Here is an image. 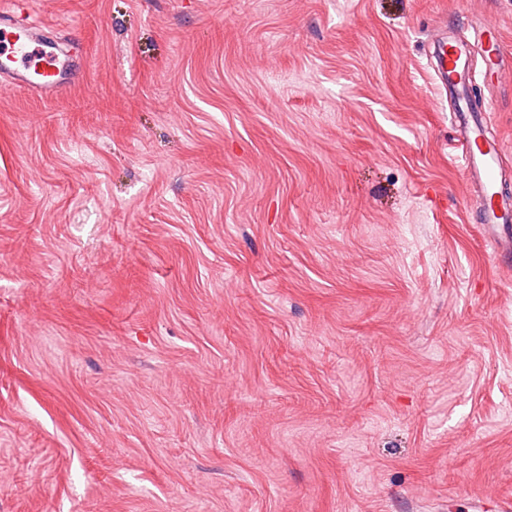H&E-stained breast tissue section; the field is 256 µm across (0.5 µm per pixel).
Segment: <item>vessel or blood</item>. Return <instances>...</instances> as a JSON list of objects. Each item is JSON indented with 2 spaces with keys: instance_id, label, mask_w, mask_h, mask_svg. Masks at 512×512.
<instances>
[{
  "instance_id": "b4317fda",
  "label": "vessel or blood",
  "mask_w": 512,
  "mask_h": 512,
  "mask_svg": "<svg viewBox=\"0 0 512 512\" xmlns=\"http://www.w3.org/2000/svg\"><path fill=\"white\" fill-rule=\"evenodd\" d=\"M33 26L0 11V74L9 76L16 89L55 96L67 89L74 70L64 67L52 45L32 32ZM436 61L442 81L456 94L459 106L450 115L457 134L461 165L467 187L485 199L483 220L488 235L496 237L501 251L512 250V237L500 236L501 227L512 223V202L497 198L501 148L488 139L484 115L491 112L493 100L472 108L467 91L474 80L467 56L455 46L440 45Z\"/></svg>"
}]
</instances>
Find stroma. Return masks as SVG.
Here are the masks:
<instances>
[{
	"instance_id": "stroma-1",
	"label": "stroma",
	"mask_w": 512,
	"mask_h": 512,
	"mask_svg": "<svg viewBox=\"0 0 512 512\" xmlns=\"http://www.w3.org/2000/svg\"><path fill=\"white\" fill-rule=\"evenodd\" d=\"M13 8L82 74L0 77V512H499L512 257L433 47L512 198V0ZM436 61L442 81L448 92L456 94L459 106L450 114V123L459 135L455 138L460 151L461 165L467 187L486 199L483 211L484 228L488 235L497 237L498 248L512 250V237H500L499 229L512 222V202L497 199L498 170L501 148L489 140L484 130V114L491 112L492 99H487L474 111L467 98L469 86L475 80L469 68L467 55L448 41L438 47Z\"/></svg>"
}]
</instances>
